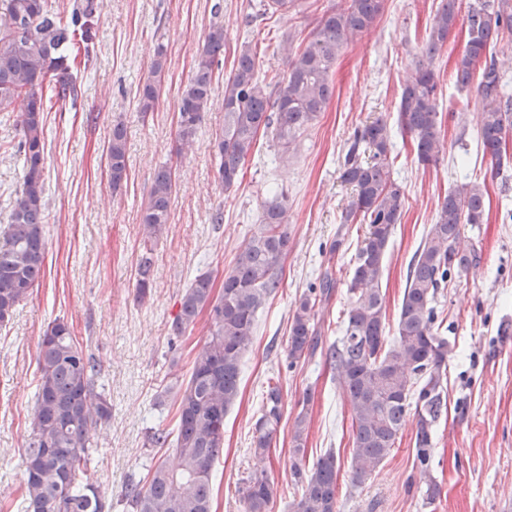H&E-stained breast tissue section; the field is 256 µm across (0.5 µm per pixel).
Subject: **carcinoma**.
<instances>
[{
	"instance_id": "carcinoma-1",
	"label": "carcinoma",
	"mask_w": 512,
	"mask_h": 512,
	"mask_svg": "<svg viewBox=\"0 0 512 512\" xmlns=\"http://www.w3.org/2000/svg\"><path fill=\"white\" fill-rule=\"evenodd\" d=\"M0 13V108L21 98L19 152L24 155L23 189L9 222L0 225V326L39 286L46 257L44 224L45 85H54L61 102L75 103V80L59 48L82 32L89 40L87 19L97 9L83 0L70 21L62 23L48 0H4ZM384 0H345L339 10L321 16L311 40L293 51L285 46L287 71L283 80L265 82L257 75L255 55L242 49L237 65L224 80V127L212 141L219 160L218 179L224 190L238 186L259 133L274 131L288 151L329 102L330 72L344 48L366 31L383 9ZM461 0H440L417 62L405 80L397 106L399 128L413 141L418 162L437 161L443 144L438 131L440 100L433 60L444 49L459 21ZM464 22L467 39L455 61L459 87L476 84L482 102L479 138L483 154L503 165L512 135V96L503 91L502 67L492 48L512 34V0H468ZM224 25L214 24L197 51L194 72L183 89L177 121V141L193 147L203 112L211 101L214 64L224 54ZM165 71V50L158 45L150 76L138 91V108L152 112L159 101ZM391 129L377 118L355 129L341 159V178L353 195L340 221L367 224L354 255L348 292L354 301L343 321L342 336L319 349L316 317L329 301L335 281L325 271L319 287L298 300L288 336L289 366L319 354L333 366L348 396L354 448L352 480L364 483L390 455L408 416H414V464L429 470L433 425L447 410L443 397V367L448 338L440 335L435 307L439 289L448 278L468 272L480 262L465 241L464 227L485 222V191L477 182H462L448 191L425 241L408 266L407 282L397 318L396 336H386L385 296L381 279L387 248L402 214V187L392 177ZM112 189L127 178L126 131L112 126L107 145ZM174 192L172 168L160 167L154 177L140 224L152 238L169 222ZM288 205L283 194L261 205L258 226L235 265L224 273L223 288L214 296L211 280L201 276L180 299L172 321L176 336L193 328L208 313L209 336L196 353L190 378L180 393L175 437L164 427L154 429L155 448H174V460L158 459L145 480L129 483L124 492L129 512H212V470L223 451L224 417L239 394L244 354L255 332L257 311L279 288L281 262L288 252ZM153 250L146 246L137 263V298L150 294ZM39 384L30 418L31 436L22 458L24 494L18 512H105L98 486L87 477L89 448L112 417V404L96 390L97 367L72 336L69 324L56 318L38 346ZM282 418L281 388L268 383L255 423L254 453L271 447ZM308 417L301 410L293 423L291 475L301 485L294 512H339L337 468L328 450L311 469L301 466L308 436ZM244 512H271L277 486L263 472L251 474L239 489Z\"/></svg>"
}]
</instances>
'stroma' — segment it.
<instances>
[{
	"label": "stroma",
	"instance_id": "obj_1",
	"mask_svg": "<svg viewBox=\"0 0 512 512\" xmlns=\"http://www.w3.org/2000/svg\"><path fill=\"white\" fill-rule=\"evenodd\" d=\"M344 0H303L289 15H258L260 0H97L90 22V55L72 65L79 86L75 106L50 103L44 114L45 198L48 222L44 276L0 328V512L22 495L21 457L39 379L40 338L54 319L67 321L96 362L97 383L112 404V419L90 450L89 476L112 512L130 479H141L162 449L148 441L156 424L174 426L177 395L192 366V349L207 336L198 321L186 335L171 324L186 288L202 275L221 290L224 274L256 227L260 205L274 193L288 198V252L277 291L259 310L254 342L242 361L239 396L224 418V450L213 467L212 512H243L238 489L266 470L278 487L273 512H291L299 489L291 477L292 428L307 411L303 468L327 450L336 454L340 512H505L512 500V166L493 175L478 138L481 104L452 77L465 44L455 30L434 62L441 102L443 151L420 164L410 137L397 129V102L419 60L440 0H385L374 24L338 57L330 73L334 95L324 112L289 148L273 134L257 142L238 186L217 180L211 141L224 125V80L243 47L256 55L260 75L286 71L283 42L306 44L323 12ZM224 26V55L194 149L177 151V116L197 49L210 26ZM166 48L165 79L155 111L139 112L137 92L157 46ZM19 106L0 109V225L22 186ZM392 125V175L404 192L400 224L389 242L380 282L388 325H395L411 257L434 224L450 187L463 179L485 186L487 220L465 228L481 256L478 267L453 277L437 295L449 344L444 375L447 410L434 428L429 472L440 489L423 504L426 488L413 466L415 423L407 421L385 461L363 484L352 480L350 409L323 357L289 366L292 311L318 276L331 271L336 287L318 319L323 344L340 336L350 306L352 258L366 233L340 214L352 188L340 160L354 129L375 119ZM126 129L128 177L112 190L106 149L115 124ZM171 165V215L151 244L152 290L136 294L140 224L158 168ZM223 210V223L212 215ZM340 251H333L336 239ZM278 379L283 416L266 459L253 454V430L268 378Z\"/></svg>",
	"mask_w": 512,
	"mask_h": 512
}]
</instances>
